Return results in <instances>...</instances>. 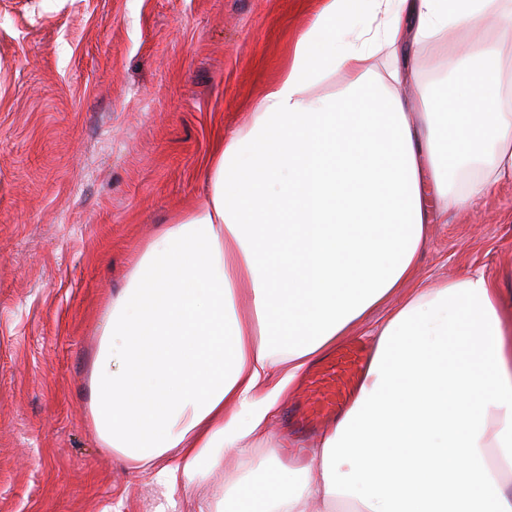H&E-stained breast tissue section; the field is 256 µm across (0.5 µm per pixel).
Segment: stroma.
Masks as SVG:
<instances>
[{
	"mask_svg": "<svg viewBox=\"0 0 512 512\" xmlns=\"http://www.w3.org/2000/svg\"><path fill=\"white\" fill-rule=\"evenodd\" d=\"M325 0H0V512H155L101 448L91 375L135 249L205 191ZM423 46L406 94L445 80ZM481 271L512 316V184L429 225L410 287ZM306 379L257 457L314 447Z\"/></svg>",
	"mask_w": 512,
	"mask_h": 512,
	"instance_id": "obj_1",
	"label": "stroma"
}]
</instances>
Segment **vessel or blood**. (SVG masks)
<instances>
[{"label":"vessel or blood","mask_w":512,"mask_h":512,"mask_svg":"<svg viewBox=\"0 0 512 512\" xmlns=\"http://www.w3.org/2000/svg\"><path fill=\"white\" fill-rule=\"evenodd\" d=\"M367 362L365 347L356 341L313 374L310 391L316 398V405L308 417L309 422L317 423L333 416L337 409L350 402Z\"/></svg>","instance_id":"obj_1"}]
</instances>
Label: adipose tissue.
Segmentation results:
<instances>
[{"label":"adipose tissue","instance_id":"obj_1","mask_svg":"<svg viewBox=\"0 0 512 512\" xmlns=\"http://www.w3.org/2000/svg\"><path fill=\"white\" fill-rule=\"evenodd\" d=\"M501 0H328L205 163L207 192L133 256L91 377L102 445L167 493L265 439L282 393L411 277L432 216L512 181ZM484 27L485 40L468 35ZM452 84L403 95L412 46ZM338 91L316 95L337 70ZM318 447L199 512H512V319L481 272L404 296Z\"/></svg>","mask_w":512,"mask_h":512}]
</instances>
